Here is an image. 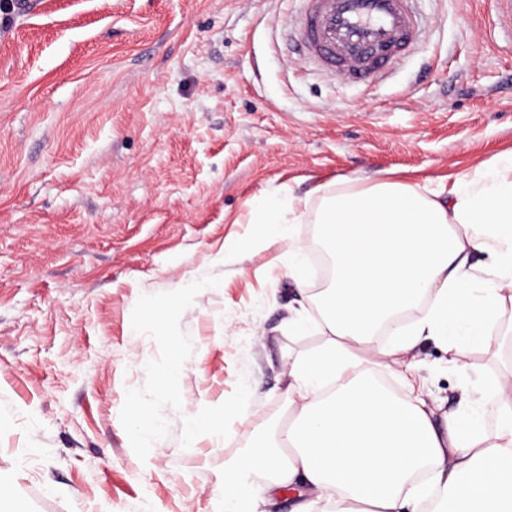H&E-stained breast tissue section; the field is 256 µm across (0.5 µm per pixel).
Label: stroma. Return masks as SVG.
I'll list each match as a JSON object with an SVG mask.
<instances>
[{
    "instance_id": "obj_1",
    "label": "stroma",
    "mask_w": 512,
    "mask_h": 512,
    "mask_svg": "<svg viewBox=\"0 0 512 512\" xmlns=\"http://www.w3.org/2000/svg\"><path fill=\"white\" fill-rule=\"evenodd\" d=\"M493 7L416 0L424 38L364 85L289 50L300 0H0V479L28 512H224L320 344L288 332V245H253L252 204L512 152ZM418 353L444 412L512 361ZM193 414L215 425L191 443Z\"/></svg>"
}]
</instances>
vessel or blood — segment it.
I'll return each mask as SVG.
<instances>
[{
  "label": "vessel or blood",
  "instance_id": "b4317fda",
  "mask_svg": "<svg viewBox=\"0 0 512 512\" xmlns=\"http://www.w3.org/2000/svg\"><path fill=\"white\" fill-rule=\"evenodd\" d=\"M299 50L331 77L380 75L415 38L412 0H304Z\"/></svg>",
  "mask_w": 512,
  "mask_h": 512
}]
</instances>
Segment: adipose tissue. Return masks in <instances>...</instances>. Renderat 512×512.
Instances as JSON below:
<instances>
[{"mask_svg": "<svg viewBox=\"0 0 512 512\" xmlns=\"http://www.w3.org/2000/svg\"><path fill=\"white\" fill-rule=\"evenodd\" d=\"M316 194L270 192L251 209L277 239L287 219L316 225L332 267L310 297L324 344L289 361L288 423L254 449L258 473L295 492L291 512L317 500L323 512H512V368L440 418L406 360L433 339L465 373L462 349L512 339V154L434 191L379 180ZM426 298V313L397 322ZM386 321L392 339L376 345Z\"/></svg>", "mask_w": 512, "mask_h": 512, "instance_id": "adipose-tissue-1", "label": "adipose tissue"}]
</instances>
